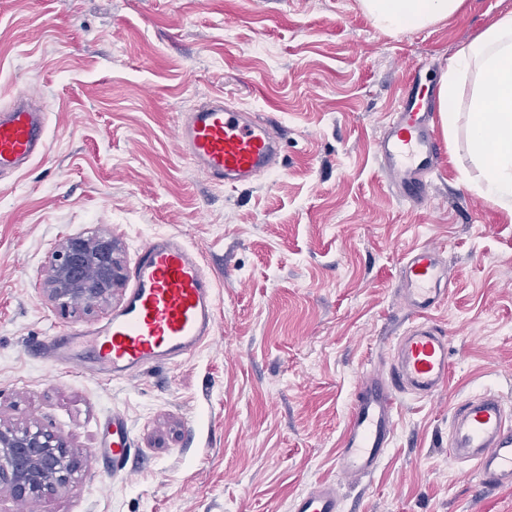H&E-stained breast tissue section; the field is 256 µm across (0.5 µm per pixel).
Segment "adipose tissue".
Wrapping results in <instances>:
<instances>
[{"label": "adipose tissue", "mask_w": 512, "mask_h": 512, "mask_svg": "<svg viewBox=\"0 0 512 512\" xmlns=\"http://www.w3.org/2000/svg\"><path fill=\"white\" fill-rule=\"evenodd\" d=\"M464 0H357L382 32L395 35L447 20ZM439 121L449 146L464 144L470 188L512 213V12L462 44L441 74Z\"/></svg>", "instance_id": "obj_1"}]
</instances>
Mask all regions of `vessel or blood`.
<instances>
[{
  "label": "vessel or blood",
  "mask_w": 512,
  "mask_h": 512,
  "mask_svg": "<svg viewBox=\"0 0 512 512\" xmlns=\"http://www.w3.org/2000/svg\"><path fill=\"white\" fill-rule=\"evenodd\" d=\"M437 116L424 96L405 93L376 142L375 154L391 191L402 201L424 206L426 173L441 161ZM177 150L218 188H233L276 170L281 151L277 123L264 114L234 107L212 94L182 112ZM47 121L29 92L0 110V178L24 171L44 158ZM124 304L106 323L88 331L53 336L35 344L33 355L67 372L108 382L188 356L207 343L218 325L214 283L200 254L175 235L152 237L131 273ZM451 279L439 247L407 252L399 293L413 323L396 340L387 377L362 379L351 405L336 469L346 478L369 476L381 463L394 434L399 397H431L446 388L450 371L448 337L431 313L448 299ZM94 351L85 363L81 349ZM131 433L125 418L112 417L110 477L127 473ZM452 452L474 463L491 488L512 486V410L492 395L458 402L452 413ZM293 512H342L335 485L318 484L296 498Z\"/></svg>",
  "instance_id": "obj_1"
}]
</instances>
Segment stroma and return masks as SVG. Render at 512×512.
<instances>
[{"label": "stroma", "instance_id": "35a3bbf8", "mask_svg": "<svg viewBox=\"0 0 512 512\" xmlns=\"http://www.w3.org/2000/svg\"><path fill=\"white\" fill-rule=\"evenodd\" d=\"M512 10L465 0L448 20L388 35L356 0H0V106L39 95L48 152L0 181V420L35 423L81 453L77 485L0 512H291L315 484L344 512H512L454 459L455 404L512 406V213L439 165L426 206L398 200L375 143L410 68L437 87L457 48ZM281 122L278 172L213 187L177 153V115L209 94ZM132 269L172 234L198 249L216 289L213 341L176 364L104 385L28 356L30 342L92 328L110 311L62 313L45 257L90 227ZM443 247L451 288L432 318L451 371L438 396L401 395L394 437L370 476L336 471L358 391L387 372L409 315L402 257ZM125 417L128 476L92 462Z\"/></svg>", "mask_w": 512, "mask_h": 512}]
</instances>
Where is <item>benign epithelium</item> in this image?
<instances>
[{
    "label": "benign epithelium",
    "mask_w": 512,
    "mask_h": 512,
    "mask_svg": "<svg viewBox=\"0 0 512 512\" xmlns=\"http://www.w3.org/2000/svg\"><path fill=\"white\" fill-rule=\"evenodd\" d=\"M44 293L65 310L93 300L107 308L124 282L119 244L97 227L67 236L45 258ZM78 455L59 434L36 424L0 422V493L15 499L40 500L72 486Z\"/></svg>",
    "instance_id": "7a95c632"
}]
</instances>
